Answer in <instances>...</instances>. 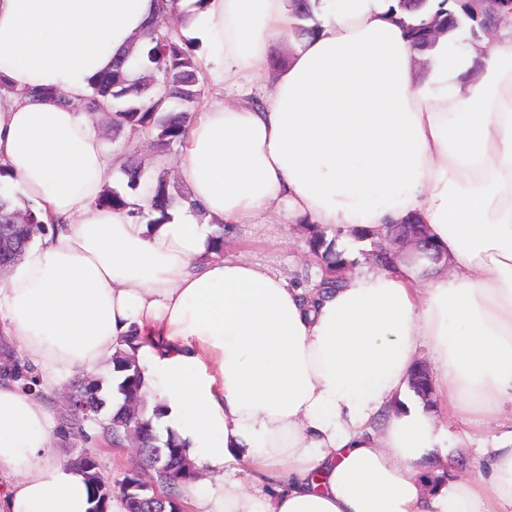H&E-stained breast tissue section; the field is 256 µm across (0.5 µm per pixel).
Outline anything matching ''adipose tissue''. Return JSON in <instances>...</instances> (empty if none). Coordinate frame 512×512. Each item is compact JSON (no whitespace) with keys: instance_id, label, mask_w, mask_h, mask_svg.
Masks as SVG:
<instances>
[{"instance_id":"adipose-tissue-1","label":"adipose tissue","mask_w":512,"mask_h":512,"mask_svg":"<svg viewBox=\"0 0 512 512\" xmlns=\"http://www.w3.org/2000/svg\"><path fill=\"white\" fill-rule=\"evenodd\" d=\"M262 107L259 65L290 32L288 0H172L215 92L179 156L188 199L165 223L95 207L112 156L56 98L0 107V165L43 223L0 279V335L43 390L140 339L149 405L183 444L198 512H512V26L482 79L441 42L417 81L397 0H311ZM154 0H0V82L77 99L144 35ZM305 219L350 259L361 230L417 215L441 253L301 288L217 225ZM427 349L438 410L501 418L479 478L425 492L415 466L448 432L409 378ZM43 400L0 382V512H88L83 473L52 460ZM288 2L297 21L292 35L299 40L313 35L316 32L317 26L308 24L310 21L315 20L310 8V0H288Z\"/></svg>"}]
</instances>
